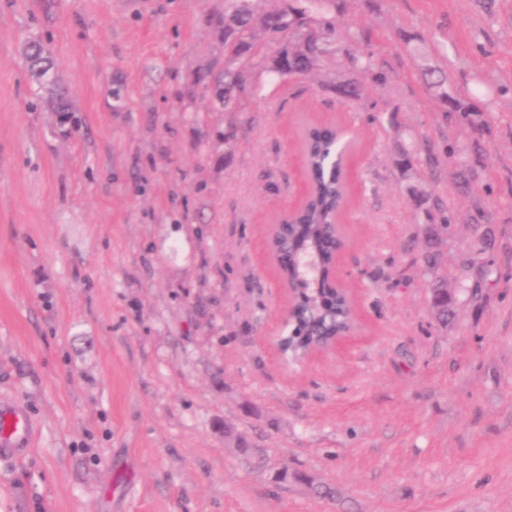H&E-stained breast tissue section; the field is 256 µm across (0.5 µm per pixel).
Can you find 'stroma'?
Instances as JSON below:
<instances>
[{
    "mask_svg": "<svg viewBox=\"0 0 512 512\" xmlns=\"http://www.w3.org/2000/svg\"><path fill=\"white\" fill-rule=\"evenodd\" d=\"M223 12L0 0V398L35 425L26 455L0 463V512H512V0H349L340 24L367 34L389 84L365 81L361 110L291 83L230 150L197 81L224 55ZM32 39L72 123L36 95ZM420 50L460 93L497 88L486 129L444 119ZM314 119L352 139L336 274L356 336L298 364L266 342L288 296L265 243L302 199ZM398 139L434 144L441 174L473 142L488 153L473 192L438 184L457 215L437 269L459 291L444 330Z\"/></svg>",
    "mask_w": 512,
    "mask_h": 512,
    "instance_id": "1",
    "label": "stroma"
}]
</instances>
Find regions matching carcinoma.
I'll return each mask as SVG.
<instances>
[{"instance_id":"cac0c4a2","label":"carcinoma","mask_w":512,"mask_h":512,"mask_svg":"<svg viewBox=\"0 0 512 512\" xmlns=\"http://www.w3.org/2000/svg\"><path fill=\"white\" fill-rule=\"evenodd\" d=\"M271 0H224V62L214 64L200 76L205 87L227 112L224 144L230 146L250 118L248 113L257 101L270 99L288 84L322 70L328 60L342 69L343 77H331L321 87L337 98L356 104L362 99L359 76L368 75L379 85L389 82L390 72L370 53L361 48L364 36L350 31L346 45L338 46L337 25L347 11L349 0H277L279 6L268 9ZM24 59L46 91L45 103L56 112H68L71 105L59 79H47L52 69L45 47L29 41ZM420 75L441 112L468 121L483 111L471 96L448 89V75L430 59L418 54ZM338 133L334 128H320L306 137L305 149L313 195L308 204L288 224L281 250L288 255L282 267L293 287L301 289L303 301L296 315L297 323L288 336V348L294 353L307 350L316 340L344 331L350 320L346 298L332 289L328 280L335 242L333 219L342 208L346 187L334 162ZM395 166L406 176L417 178L409 188L416 206L436 210L442 228L455 221L433 180L421 176V160L400 146ZM425 240L423 267L435 268L440 262L439 233L435 225L421 228ZM431 307L437 323L448 326V316L455 296L448 291V280L433 282Z\"/></svg>"}]
</instances>
